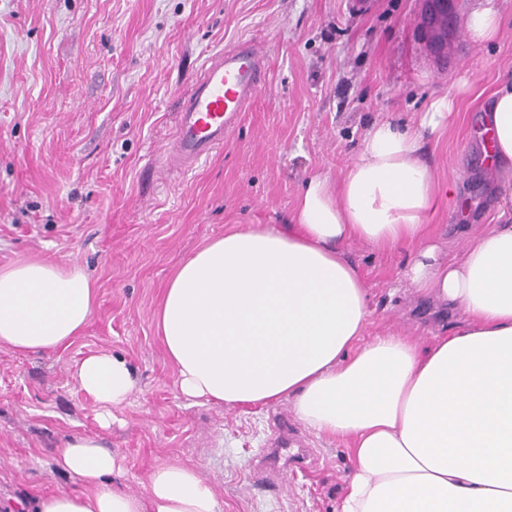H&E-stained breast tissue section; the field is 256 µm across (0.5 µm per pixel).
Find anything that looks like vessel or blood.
Masks as SVG:
<instances>
[{
    "instance_id": "b4317fda",
    "label": "vessel or blood",
    "mask_w": 512,
    "mask_h": 512,
    "mask_svg": "<svg viewBox=\"0 0 512 512\" xmlns=\"http://www.w3.org/2000/svg\"><path fill=\"white\" fill-rule=\"evenodd\" d=\"M264 58L251 43L213 55L188 95L179 101L167 161L177 168L192 166L224 144L242 112L260 92ZM287 428H280L265 454L261 469L284 472L303 463L309 449L289 452Z\"/></svg>"
}]
</instances>
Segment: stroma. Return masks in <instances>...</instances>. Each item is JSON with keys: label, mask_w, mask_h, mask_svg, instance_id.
Returning a JSON list of instances; mask_svg holds the SVG:
<instances>
[{"label": "stroma", "mask_w": 512, "mask_h": 512, "mask_svg": "<svg viewBox=\"0 0 512 512\" xmlns=\"http://www.w3.org/2000/svg\"><path fill=\"white\" fill-rule=\"evenodd\" d=\"M495 5L501 33L476 45L468 0H451L442 55L420 25L422 0H0V266L30 256L74 263L97 293L69 347L0 348V512H35L40 495L79 488L52 463L75 435L111 449L121 484L137 494L155 466L183 462L201 470L224 512H336L345 443L304 430L285 401L228 409L186 399L154 312L203 242L237 224L288 223L304 182L338 181L372 124L416 123L448 93L456 111L422 155L440 184L458 178L459 193L441 197L433 229L453 256L470 225L493 223L495 174L478 132L490 94L512 78V0ZM249 39L265 47L262 90L223 149L169 168L181 97L209 57ZM345 251L370 298L365 339L395 331L428 346L446 322L405 285L413 246ZM101 351L124 357L138 379L108 430L71 377ZM278 413L319 461L272 486L254 473Z\"/></svg>", "instance_id": "1"}]
</instances>
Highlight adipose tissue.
I'll list each match as a JSON object with an SVG mask.
<instances>
[{
  "label": "adipose tissue",
  "instance_id": "obj_1",
  "mask_svg": "<svg viewBox=\"0 0 512 512\" xmlns=\"http://www.w3.org/2000/svg\"><path fill=\"white\" fill-rule=\"evenodd\" d=\"M493 0H472L473 43L495 40ZM456 102L440 96L416 125L374 123L339 182L315 175L290 222L239 224L207 241L168 280L154 324L181 393L236 408L290 403L320 438L343 439L353 462L336 512H512V79L491 94L484 129L498 175L496 221L446 258L429 218L441 188L422 158ZM416 251L405 272L421 295L460 315L422 347L390 333L363 341L370 315L346 244ZM78 265L37 257L0 267V347L49 353L83 335L95 305ZM71 376L102 428L137 387L130 364L89 355ZM82 487L40 497L36 512H223L201 472L165 463L139 495L114 480L112 452L74 436L53 457Z\"/></svg>",
  "mask_w": 512,
  "mask_h": 512
}]
</instances>
